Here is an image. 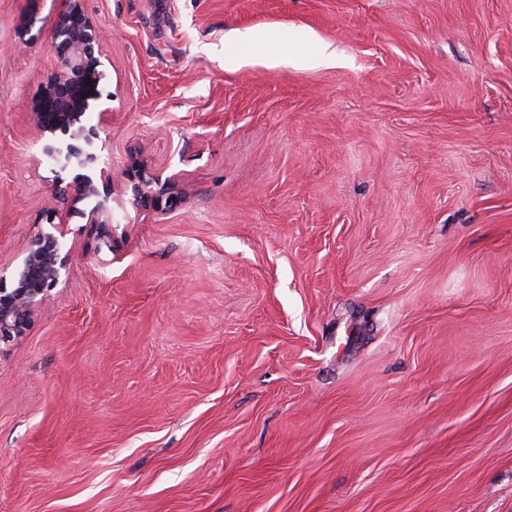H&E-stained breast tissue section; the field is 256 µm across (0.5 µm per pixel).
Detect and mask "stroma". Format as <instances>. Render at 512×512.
I'll use <instances>...</instances> for the list:
<instances>
[{
  "label": "stroma",
  "instance_id": "obj_1",
  "mask_svg": "<svg viewBox=\"0 0 512 512\" xmlns=\"http://www.w3.org/2000/svg\"><path fill=\"white\" fill-rule=\"evenodd\" d=\"M57 6L0 0L6 272L54 204ZM83 7L112 237L69 218L0 348V512H512V0ZM159 177L152 173H146V171L139 173L134 176L131 182V193H132V204L138 206L149 201L162 200L164 195L167 199L168 206L176 205L178 202V195L174 189L175 181L170 179L165 180L162 184L160 183ZM154 186L158 188H154Z\"/></svg>",
  "mask_w": 512,
  "mask_h": 512
}]
</instances>
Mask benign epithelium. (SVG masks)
<instances>
[{"label": "benign epithelium", "instance_id": "obj_1", "mask_svg": "<svg viewBox=\"0 0 512 512\" xmlns=\"http://www.w3.org/2000/svg\"><path fill=\"white\" fill-rule=\"evenodd\" d=\"M48 46L56 59L39 98L32 107V122L45 138L43 155L58 173L52 183L55 206L43 216L53 226L82 213L86 223L98 225L103 239L111 238V196L100 191L112 181V170L103 159L99 126L89 122L93 112L112 111V93L103 92L105 54L101 34L86 14L82 0H61L49 32ZM175 182L141 172L131 180L135 206L161 198L178 202ZM86 203L88 211L78 204ZM68 252L52 232L33 237L20 265L8 275L0 273V346L24 336L38 304L49 297L66 269Z\"/></svg>", "mask_w": 512, "mask_h": 512}]
</instances>
